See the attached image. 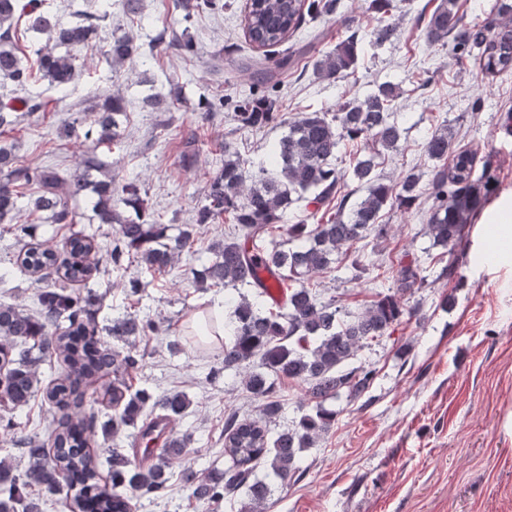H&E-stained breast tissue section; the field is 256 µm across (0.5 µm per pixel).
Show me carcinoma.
<instances>
[{
	"label": "carcinoma",
	"mask_w": 512,
	"mask_h": 512,
	"mask_svg": "<svg viewBox=\"0 0 512 512\" xmlns=\"http://www.w3.org/2000/svg\"><path fill=\"white\" fill-rule=\"evenodd\" d=\"M395 0H372L376 13L375 38L386 40L395 32L391 13ZM457 0L442 4L424 19L423 31L430 44L453 41V52L478 63L482 73L496 77L512 70V0H495L493 10L501 21L493 26L469 27L459 18ZM186 17L204 8L219 6V0H177ZM331 12L336 0L318 5L306 0H252L245 15V35L258 49L279 45L304 21L313 9ZM27 14V32L47 36L37 50V67L31 69L19 50L13 32L17 13ZM103 16L86 13L74 23L64 24L42 8L41 0H0V79L17 87L42 80L60 91L69 88L79 67L76 51L96 37ZM358 39L352 34L316 60L314 69L322 78L335 79L356 68ZM137 47L128 35L115 36L102 46L106 60L120 67L132 60ZM288 60L270 63L259 57L251 66L271 81ZM398 88L381 84L362 99L343 104L336 113L307 112L288 123V131L269 155V165L251 167L236 152L224 147V163L210 178L204 203L197 209L195 223L174 236L166 235L162 224H144L120 210L139 211L141 199L134 183L114 187L113 179H94L103 163L94 150L84 154L80 168L66 181L48 168L14 165L11 147L0 144V224L14 225L17 239L30 236L31 226L17 223L20 208L46 213L52 224L72 225L70 200L85 192L95 196L92 212L102 224L118 225L116 241L107 257H101L96 236L72 231L65 250L55 251L30 243L17 260L18 270L45 287L37 294L35 313L0 304V400L12 409L27 406L43 394L52 416L45 438L26 432L27 422L9 419L6 431L18 437L28 465L19 469L0 459V512H43L44 496L52 495L69 512H130L127 493L136 498L160 496L170 481L169 469L185 453L187 438L169 435L155 450L154 432L158 418H181L191 405L188 395L171 390L154 399L144 389L132 386L131 372L137 360L122 354L106 339L80 296L66 288L47 285L52 279L88 282L107 259L116 269L140 262L163 272L179 254L192 248L196 229L228 220L242 240L224 239L214 245V259L200 274L201 282L238 291L229 301L231 312L224 321L206 313L205 323L193 332L199 345L222 349L224 368L244 371L243 385L260 402L261 416L239 418L234 412L224 419V468L200 477L190 466L179 472L180 481L199 501L219 502L245 490L248 503L243 512H266L271 485L256 476L267 465L282 483L300 470L298 453L322 435L336 421V412L324 401L342 393L361 396L370 386L374 370L354 366L352 360L364 347L391 334L404 314L398 296L423 286L422 269L414 262L404 264L394 279L396 291L373 301L359 313H345L321 301L316 290L306 285L353 246L370 236L388 235L380 223L382 213L393 202H415L422 194L421 174L403 172L397 181L384 182L376 169L381 151L397 149L403 131L392 119ZM41 104L21 97L0 101V134L17 124L19 113L39 111ZM238 117L249 127L260 129L274 122L268 97L238 105ZM126 115L120 96H109L93 107V124L98 128L97 145L107 149L120 143L118 129ZM369 139L374 148L355 152L348 174L336 169L340 147L345 140ZM425 154L436 163L428 183L431 215L426 233L441 248L455 246L464 225L470 223L481 204L478 180L474 178L475 156L468 150L453 149L446 127L430 134ZM365 188L366 193L348 204L351 192H342L345 179ZM36 182L42 187L36 197L24 198L16 185ZM311 203H336L334 215L322 221L317 213L304 210L293 215L286 231L296 246L281 249L264 245L274 225L288 210L299 207L307 193ZM247 289L248 293L241 292ZM224 336H219V329ZM154 330L149 319L134 316L117 320L112 336H147ZM39 360H56L64 371L41 388L38 360L29 357L30 348ZM300 380L309 385L308 410L292 426L275 434L270 423L281 414L283 404L275 394L269 375ZM112 378L105 389L116 410L111 420L99 425L95 413V385ZM133 429L135 440L144 448L133 455L112 454V480L100 479L94 448Z\"/></svg>",
	"instance_id": "cac0c4a2"
}]
</instances>
